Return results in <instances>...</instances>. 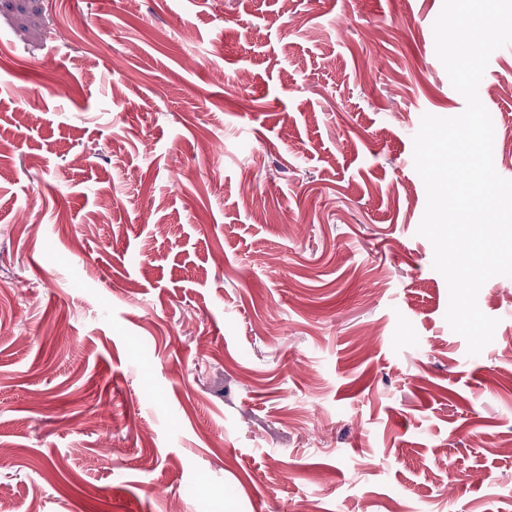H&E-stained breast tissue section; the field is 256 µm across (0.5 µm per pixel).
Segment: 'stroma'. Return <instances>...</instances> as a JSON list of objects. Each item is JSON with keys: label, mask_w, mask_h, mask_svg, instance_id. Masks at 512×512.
Instances as JSON below:
<instances>
[{"label": "stroma", "mask_w": 512, "mask_h": 512, "mask_svg": "<svg viewBox=\"0 0 512 512\" xmlns=\"http://www.w3.org/2000/svg\"><path fill=\"white\" fill-rule=\"evenodd\" d=\"M442 4L0 0L6 512H512V277L468 355L417 233Z\"/></svg>", "instance_id": "35a3bbf8"}]
</instances>
